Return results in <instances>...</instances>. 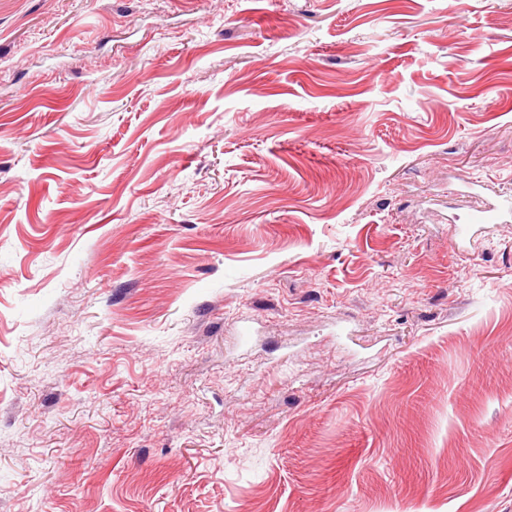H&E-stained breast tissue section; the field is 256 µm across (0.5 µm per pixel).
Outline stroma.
I'll return each instance as SVG.
<instances>
[{
	"label": "stroma",
	"mask_w": 512,
	"mask_h": 512,
	"mask_svg": "<svg viewBox=\"0 0 512 512\" xmlns=\"http://www.w3.org/2000/svg\"><path fill=\"white\" fill-rule=\"evenodd\" d=\"M512 0H0V512H512Z\"/></svg>",
	"instance_id": "35a3bbf8"
}]
</instances>
